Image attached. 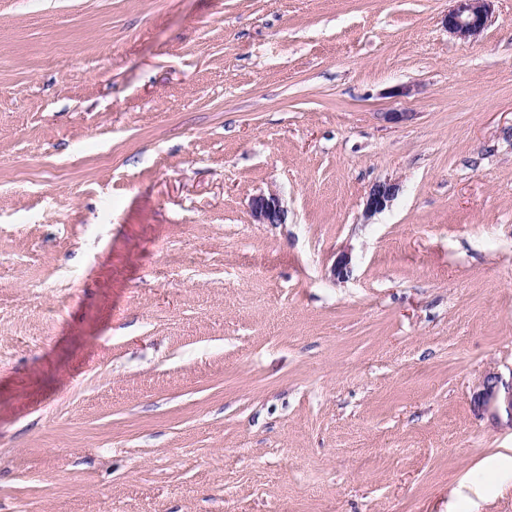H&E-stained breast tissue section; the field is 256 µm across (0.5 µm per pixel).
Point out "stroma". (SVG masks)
Here are the masks:
<instances>
[{
    "label": "stroma",
    "instance_id": "1",
    "mask_svg": "<svg viewBox=\"0 0 512 512\" xmlns=\"http://www.w3.org/2000/svg\"><path fill=\"white\" fill-rule=\"evenodd\" d=\"M451 7L0 0V512H512V0ZM451 1L454 4L443 20L449 33L465 39L479 34L485 28L491 11V0ZM399 184L395 181L384 180L372 184L367 193L364 214L371 217L384 210L399 192ZM250 209L254 220L259 224L285 223L287 210L279 196L274 193L254 196L250 202ZM493 403L503 407L508 417L512 419V381L510 385L502 384L500 376L495 373L485 378L483 388L476 396L475 406L478 410H487Z\"/></svg>",
    "mask_w": 512,
    "mask_h": 512
}]
</instances>
